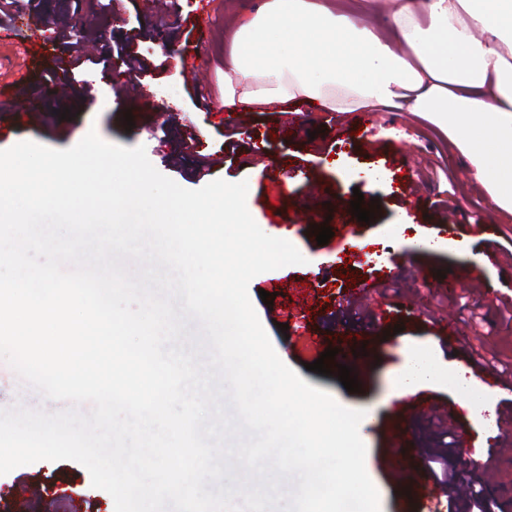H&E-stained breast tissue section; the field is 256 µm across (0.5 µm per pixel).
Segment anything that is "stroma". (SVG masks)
I'll list each match as a JSON object with an SVG mask.
<instances>
[{
	"label": "stroma",
	"mask_w": 512,
	"mask_h": 512,
	"mask_svg": "<svg viewBox=\"0 0 512 512\" xmlns=\"http://www.w3.org/2000/svg\"><path fill=\"white\" fill-rule=\"evenodd\" d=\"M262 0H209L208 34L202 45L186 36L197 0H42L38 11L56 21L85 14L91 28L111 30L146 71L144 93L127 90L124 65L88 66L75 78L89 87L85 97L49 90L42 100L44 123L31 125L22 110L20 77L37 83L49 77L65 45L46 30L42 54L26 55L14 40L0 41V150L21 141L52 149L77 144L89 131L128 148L145 147L154 167L180 186L201 188L198 168L210 162V180L247 182V207L266 234L288 240L305 256L255 276L250 300L275 351L308 384L328 391L343 406L370 410L365 430L366 470L380 496L381 512H418L405 486L386 474L391 462L405 461V438L415 447L444 444L430 414L396 420L382 399L412 352L427 348L439 364L466 369L475 350H484V383L490 407L466 414L459 447L460 467L487 469L489 494L512 512V256L491 265L490 249L512 241V215L495 207L470 162L442 132L408 112H375L368 128L354 115L326 110L295 119L282 134L283 108L228 112L224 73L233 36ZM202 85V99L192 98ZM69 110V119L60 111ZM404 194H397L400 181ZM376 197L371 223L338 222L354 191ZM328 224L334 235L321 245L313 226ZM405 225L403 239L391 225ZM447 239L443 253L423 251L419 238ZM468 242V256L456 247ZM377 287L375 304L394 307L387 321L351 316L336 325V309L349 289ZM273 293L265 305L261 292ZM287 332H280V324ZM453 332L455 342L442 339ZM360 337L366 346L361 390L350 393L336 376L307 370V363L335 348L337 334ZM499 449L497 461L488 449ZM0 512H114V501L94 488L89 472L71 460H42L0 475Z\"/></svg>",
	"instance_id": "35a3bbf8"
}]
</instances>
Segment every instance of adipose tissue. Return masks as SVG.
Returning <instances> with one entry per match:
<instances>
[{"label":"adipose tissue","mask_w":512,"mask_h":512,"mask_svg":"<svg viewBox=\"0 0 512 512\" xmlns=\"http://www.w3.org/2000/svg\"><path fill=\"white\" fill-rule=\"evenodd\" d=\"M384 38L323 0H265L240 24L224 106L299 98L347 113L415 112L450 134L495 205L512 213V0H391ZM444 383L467 409L483 386L414 352L391 398Z\"/></svg>","instance_id":"obj_1"}]
</instances>
